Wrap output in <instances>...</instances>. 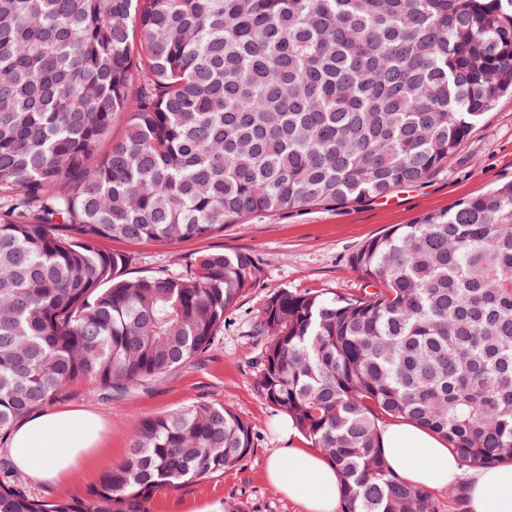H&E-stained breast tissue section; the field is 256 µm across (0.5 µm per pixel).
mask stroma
I'll return each mask as SVG.
<instances>
[{
    "mask_svg": "<svg viewBox=\"0 0 512 512\" xmlns=\"http://www.w3.org/2000/svg\"><path fill=\"white\" fill-rule=\"evenodd\" d=\"M508 182H512V97L505 96L473 128L447 167L422 182L396 188L389 197L357 205L260 215L226 227L221 235L176 245L103 241L104 249L133 256L127 269L131 278L157 272L182 275L200 254L238 250L256 255L264 277L226 319L215 345L195 363L119 399L102 395L90 382L71 387L57 405L97 413L106 425L103 451L85 472L64 485L45 486L24 477L27 490L45 500L86 493L125 458L135 419L207 401L224 404L249 422L254 436L250 454L224 475L157 493L151 512H219L228 499L239 502L243 512H303L265 479L266 461L280 445L273 425L281 415L258 392V371L251 364L256 350L251 326L268 290L357 293L360 283L349 261L363 244L390 225L411 223L423 214L448 209L462 198Z\"/></svg>",
    "mask_w": 512,
    "mask_h": 512,
    "instance_id": "stroma-1",
    "label": "stroma"
}]
</instances>
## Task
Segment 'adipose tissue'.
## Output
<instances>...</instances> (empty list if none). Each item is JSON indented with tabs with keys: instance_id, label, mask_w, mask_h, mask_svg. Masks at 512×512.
I'll return each mask as SVG.
<instances>
[{
	"instance_id": "obj_1",
	"label": "adipose tissue",
	"mask_w": 512,
	"mask_h": 512,
	"mask_svg": "<svg viewBox=\"0 0 512 512\" xmlns=\"http://www.w3.org/2000/svg\"><path fill=\"white\" fill-rule=\"evenodd\" d=\"M100 418L81 409H59L22 418L12 429L15 468L41 483L59 485L85 469L99 450ZM285 442L268 459L269 484L305 512H338L340 479L333 464L313 448H297L291 423L280 422ZM380 443L396 474L432 490L459 489L469 512H512V464L464 469L439 434L408 421L383 425Z\"/></svg>"
}]
</instances>
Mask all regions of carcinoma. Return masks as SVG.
<instances>
[{"instance_id": "cac0c4a2", "label": "carcinoma", "mask_w": 512, "mask_h": 512, "mask_svg": "<svg viewBox=\"0 0 512 512\" xmlns=\"http://www.w3.org/2000/svg\"><path fill=\"white\" fill-rule=\"evenodd\" d=\"M511 91L502 0H0V441L75 383L120 398L193 363L262 277L223 251L128 279L101 240L386 197ZM350 268L358 294L268 291L260 396L334 464L342 512H438L380 423L446 437L468 469L512 462V183L390 226ZM252 445L234 410L193 402L137 420L84 495L0 480V512H150Z\"/></svg>"}]
</instances>
